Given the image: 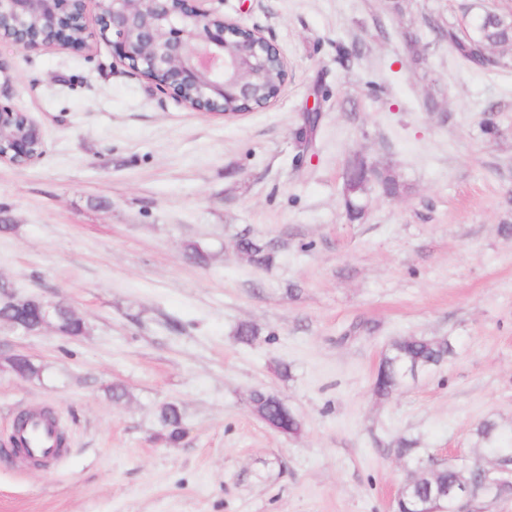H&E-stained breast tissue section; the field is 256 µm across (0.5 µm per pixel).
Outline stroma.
<instances>
[{
    "mask_svg": "<svg viewBox=\"0 0 512 512\" xmlns=\"http://www.w3.org/2000/svg\"><path fill=\"white\" fill-rule=\"evenodd\" d=\"M400 4L224 0L289 66L270 104L234 120L189 110L111 45L0 41V103L44 138L34 163H0V281L91 329L0 324V358L43 368L0 369V512H393L409 475L398 439L441 463L472 455L483 421L512 431V66L476 70L438 37L512 0ZM356 152L399 192L372 186L352 221ZM244 236L268 243L270 265L237 251ZM401 336H445L454 353L379 396ZM256 390L300 432L262 421ZM38 408L69 437L41 467L9 454L15 414ZM1 367L7 368L9 371L15 373L17 376L25 379L40 378L42 375V367L32 362L24 355L16 354L11 355L4 359V365L1 362ZM276 399L279 398L263 391H255L250 395L252 409H258L270 417L280 419L283 426L288 430V434L298 433L301 429L300 422L290 412L288 413V417H285V414L276 403ZM162 426L167 429V438L173 442H178L184 435L182 428V417L176 405L168 404L161 409L159 415Z\"/></svg>",
    "mask_w": 512,
    "mask_h": 512,
    "instance_id": "stroma-1",
    "label": "stroma"
}]
</instances>
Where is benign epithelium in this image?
<instances>
[{
	"mask_svg": "<svg viewBox=\"0 0 512 512\" xmlns=\"http://www.w3.org/2000/svg\"><path fill=\"white\" fill-rule=\"evenodd\" d=\"M96 12H91L90 3ZM223 0H0V39L23 49L41 46L82 49L91 41L112 46L118 60L169 91L188 109L196 101L212 105L209 113L226 119L224 99L248 103L255 84L275 62L287 63L260 31L224 17L216 8ZM44 145L40 126L29 119L26 131L0 139V162L23 167L38 159ZM37 331L53 328V318L68 307L41 303ZM488 492L512 486V467L492 464L480 470Z\"/></svg>",
	"mask_w": 512,
	"mask_h": 512,
	"instance_id": "1",
	"label": "benign epithelium"
}]
</instances>
